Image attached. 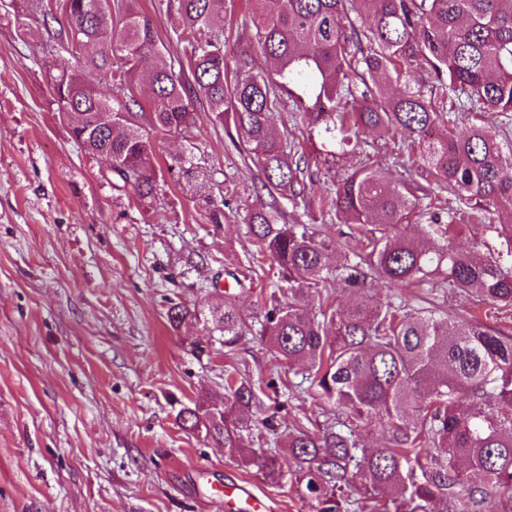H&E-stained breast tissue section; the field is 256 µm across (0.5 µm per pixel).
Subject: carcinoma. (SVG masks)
<instances>
[{"mask_svg":"<svg viewBox=\"0 0 512 512\" xmlns=\"http://www.w3.org/2000/svg\"><path fill=\"white\" fill-rule=\"evenodd\" d=\"M43 18L61 48L53 60L54 102L74 139L98 158L112 187L137 202L157 189L154 134H179L196 123L192 102L232 123L243 153L263 175L270 196L296 199L307 190L310 156L290 151L275 132L282 99L292 100L309 138L341 154L360 134L401 135L403 160L453 193L460 208L444 223L424 212L413 186L365 164L339 176L320 202L348 225L349 239L317 237L309 224H285L276 204L246 211L257 253L276 265L277 290L257 304L256 337L277 361L306 367L305 380L340 414L285 438L265 421L268 448L246 443L256 384L225 374L224 396L205 412L182 406L189 431L224 442V455L255 467L271 484H291L315 512H512V336L464 316L440 315L392 298L373 301L367 279L404 288L448 286L488 306L499 319L512 311V145L482 126L458 129L446 112H512V0H248L261 54L272 77L251 72L244 53L231 67L224 54V0H166L176 15L175 55L161 42L140 0H43ZM152 55L148 125L137 121L140 64ZM102 75L112 95L86 78ZM427 74V91L392 83ZM190 182L191 157L172 158ZM494 211L493 258L478 240L459 246L452 224ZM425 224H420L423 216ZM421 226L416 236L407 228ZM350 295L333 306L332 287ZM319 296L324 303L308 308ZM169 322L195 321L222 337L227 352L251 326L230 290L207 309L175 304ZM388 427L379 448L361 445L358 427ZM360 488V498L350 491Z\"/></svg>","mask_w":512,"mask_h":512,"instance_id":"1","label":"carcinoma"}]
</instances>
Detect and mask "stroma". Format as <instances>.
Returning a JSON list of instances; mask_svg holds the SVG:
<instances>
[{
    "label": "stroma",
    "mask_w": 512,
    "mask_h": 512,
    "mask_svg": "<svg viewBox=\"0 0 512 512\" xmlns=\"http://www.w3.org/2000/svg\"><path fill=\"white\" fill-rule=\"evenodd\" d=\"M253 34L245 0H235L224 49L249 52L263 74ZM56 55L40 0H0V512H224L230 478L271 512H314L295 489L266 483L175 419L178 403L222 394L228 369L264 382L250 416L254 447L265 444V418L285 429L332 415L302 367L275 361L258 340L228 356L203 326L167 317L177 303L219 302L232 255L250 280L244 314L272 292L270 261L241 222L246 207L269 200L257 169L203 116L188 132L154 137L157 194L129 200L58 114L48 74ZM365 140L362 153L319 155L306 203L278 202L288 223L321 224L319 198L369 156L394 179L426 185L393 144ZM188 152L201 174L189 184L169 168ZM225 193L223 223H209L208 200ZM402 294L415 309L483 316L473 298L445 288Z\"/></svg>",
    "instance_id": "obj_1"
}]
</instances>
